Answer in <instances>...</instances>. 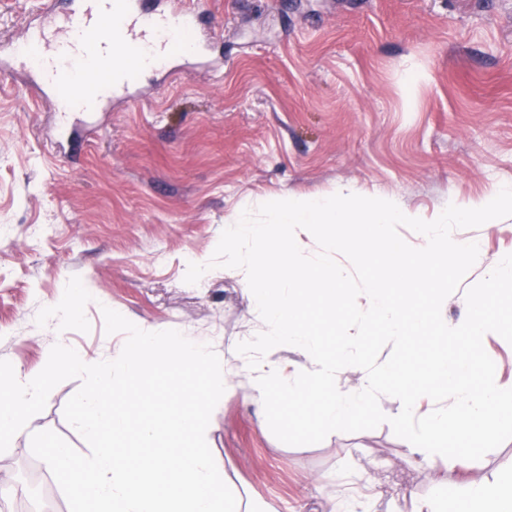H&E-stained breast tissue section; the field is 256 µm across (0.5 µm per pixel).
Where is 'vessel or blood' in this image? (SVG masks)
<instances>
[{"mask_svg": "<svg viewBox=\"0 0 512 512\" xmlns=\"http://www.w3.org/2000/svg\"><path fill=\"white\" fill-rule=\"evenodd\" d=\"M199 14L182 0H80L78 8L60 15L45 5L36 24L27 29L24 46L10 49L13 60L34 73V87H55L62 74L77 62L94 63L111 74L108 83L77 99L54 97L61 138L78 131L80 115L95 112L116 98H131L136 83L122 61L129 44L144 49L151 71H171L175 35L198 36ZM180 75L193 72L192 61L176 68Z\"/></svg>", "mask_w": 512, "mask_h": 512, "instance_id": "obj_1", "label": "vessel or blood"}]
</instances>
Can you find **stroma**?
I'll use <instances>...</instances> for the list:
<instances>
[{"label":"stroma","instance_id":"stroma-1","mask_svg":"<svg viewBox=\"0 0 512 512\" xmlns=\"http://www.w3.org/2000/svg\"><path fill=\"white\" fill-rule=\"evenodd\" d=\"M202 12L210 64L187 77L137 74L134 99L94 116L81 150L56 146L50 97L0 72V360L41 371L58 339L86 358L119 354L103 308L136 326L175 329L217 352L261 328L236 270L197 284L242 203L351 190L396 198L433 217L452 201L512 187V0H186ZM44 0H0V44L22 42ZM481 254L444 309L466 317L464 291L512 254V217L473 229ZM71 301L67 325L51 313ZM80 380L50 393L0 454L11 500L51 430L81 454L66 421ZM247 377L217 404L206 440L236 512H412V498L455 502L463 474H512V440L469 462L417 464L389 424L279 441L249 398Z\"/></svg>","mask_w":512,"mask_h":512}]
</instances>
